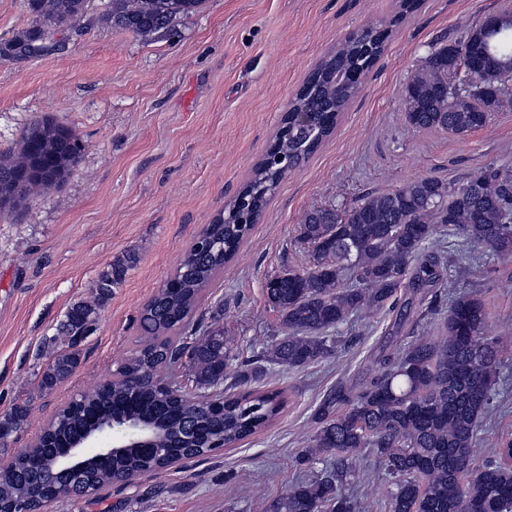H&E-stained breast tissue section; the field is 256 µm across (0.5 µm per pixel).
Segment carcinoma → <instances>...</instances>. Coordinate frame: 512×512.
Segmentation results:
<instances>
[{"label":"carcinoma","mask_w":512,"mask_h":512,"mask_svg":"<svg viewBox=\"0 0 512 512\" xmlns=\"http://www.w3.org/2000/svg\"><path fill=\"white\" fill-rule=\"evenodd\" d=\"M205 0H108L101 18L142 40L169 32L198 12ZM30 27L0 51L18 61L38 59L56 47L60 27L86 18L87 0H25ZM389 35L346 39L307 80V95L319 98L321 112L309 127H288L253 168L252 175L208 224L202 238L183 252L175 271L139 314L141 338L112 378L84 395L76 409L42 428L39 446L0 464V499L51 502L35 479L40 465L90 425L104 426L115 414L136 411L161 419L171 445L163 455L129 450L99 468L89 459L86 479L102 488L137 472L162 470L175 459H195L220 440L231 446L267 428L284 406L282 391L251 388L270 369L288 371L313 364L334 349L330 331L359 312L389 313L405 291L403 309L432 306L436 288H454L453 268L461 250L487 247L512 255V170L487 167L456 187L434 177L410 180L374 193L348 210L314 208L299 224V240L311 247L308 266L265 283L268 301L281 316L282 335L238 361L235 340L219 319L197 336H186L201 292L239 251L268 203L263 189L288 177L275 157L304 163L333 133L337 117L357 89L336 88V69L355 67L367 55L373 67ZM473 63L484 96L461 98L448 91L445 50ZM512 74V12L475 25L464 39L430 52L405 87L410 123L465 135L485 126L491 113L512 104L503 76ZM81 146L73 131L48 118L25 130L14 155H0V213L13 211L35 189L58 187L71 173ZM137 262L128 252L99 274L93 300L72 305L61 332L68 350L43 373L52 390L80 361L78 345L96 330L98 311ZM484 301L471 294L452 297L438 341L419 339L382 350L378 371L360 385L342 386L319 402L317 425L300 464H323L315 476L287 487L267 512H360V501L345 486L361 482L353 458L368 450L389 477L388 512H509L512 466L506 460L512 439L488 450L479 464L473 454L484 420L492 413V389L499 378L497 342L487 336ZM238 393H219L200 406L181 391L179 369L200 390L224 384L230 368ZM26 410L17 407L0 420V435L20 428Z\"/></svg>","instance_id":"1"}]
</instances>
